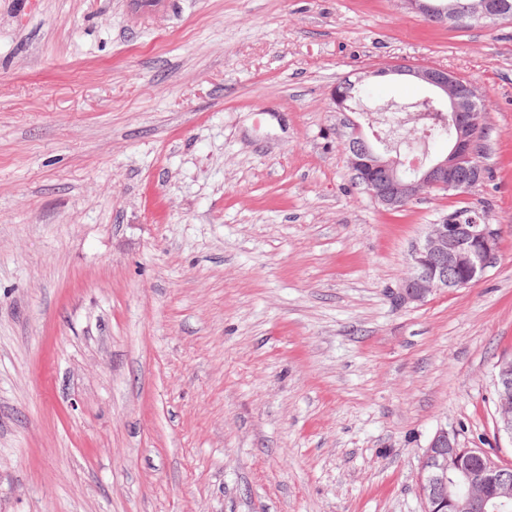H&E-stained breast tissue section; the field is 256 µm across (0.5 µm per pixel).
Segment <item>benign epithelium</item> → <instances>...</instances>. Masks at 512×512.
<instances>
[{"label":"benign epithelium","instance_id":"obj_1","mask_svg":"<svg viewBox=\"0 0 512 512\" xmlns=\"http://www.w3.org/2000/svg\"><path fill=\"white\" fill-rule=\"evenodd\" d=\"M409 9L439 25L465 24L476 19L496 20L503 16L499 0H404ZM372 76H411L433 91L440 111L452 114L457 137L448 143L446 155L405 166L390 152L370 148L361 158L349 157L353 175L376 203L395 208L416 198L426 189L467 193L484 176L481 140L476 128L482 113L476 111L481 97L475 82L446 69L397 63L370 72ZM366 85V77L344 79L336 84L332 101L336 109H350L343 87ZM501 228L476 221L461 224L448 217L445 224H432L427 235L410 253L411 274L405 279L400 298L422 302L441 289L466 288L478 282L495 258ZM498 434L512 439V358L496 364ZM481 448L458 446L455 434L438 429L421 459L419 494L425 512L436 505L450 512H497L512 502L511 465H471L465 460L480 456Z\"/></svg>","mask_w":512,"mask_h":512}]
</instances>
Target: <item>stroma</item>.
Masks as SVG:
<instances>
[{"label":"stroma","mask_w":512,"mask_h":512,"mask_svg":"<svg viewBox=\"0 0 512 512\" xmlns=\"http://www.w3.org/2000/svg\"><path fill=\"white\" fill-rule=\"evenodd\" d=\"M474 81L472 192L396 210L344 143ZM500 225L482 280L404 303L452 209ZM512 19L401 0H0V512H424L437 429L512 465ZM409 9L425 20L439 25L452 23L465 24L476 19L496 20L501 12L497 0H447L435 3L433 0H404ZM448 2V3H447ZM496 374L497 432L512 440V358L501 359L496 364Z\"/></svg>","instance_id":"stroma-1"}]
</instances>
